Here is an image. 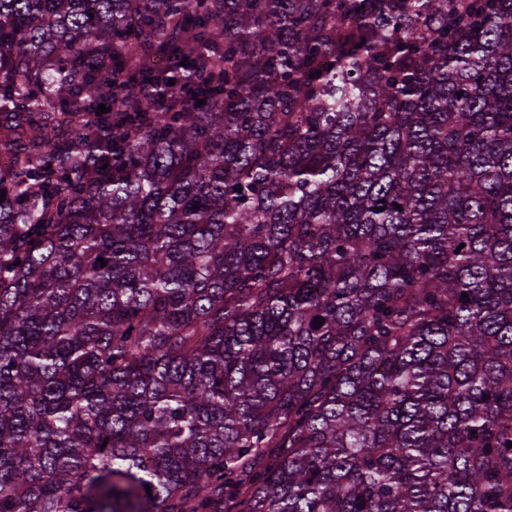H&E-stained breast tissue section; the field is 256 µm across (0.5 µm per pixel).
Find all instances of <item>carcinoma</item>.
I'll list each match as a JSON object with an SVG mask.
<instances>
[{
  "label": "carcinoma",
  "instance_id": "carcinoma-1",
  "mask_svg": "<svg viewBox=\"0 0 512 512\" xmlns=\"http://www.w3.org/2000/svg\"><path fill=\"white\" fill-rule=\"evenodd\" d=\"M2 158L0 512H512V0H0Z\"/></svg>",
  "mask_w": 512,
  "mask_h": 512
}]
</instances>
